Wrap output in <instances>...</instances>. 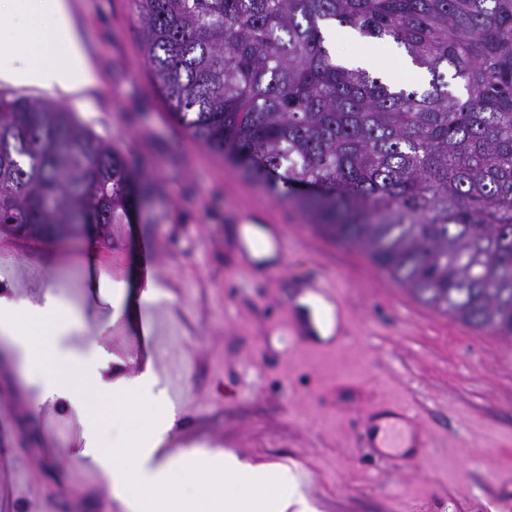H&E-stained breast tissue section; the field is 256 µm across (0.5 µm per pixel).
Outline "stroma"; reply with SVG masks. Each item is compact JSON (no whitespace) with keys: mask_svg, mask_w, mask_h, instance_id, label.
<instances>
[{"mask_svg":"<svg viewBox=\"0 0 512 512\" xmlns=\"http://www.w3.org/2000/svg\"><path fill=\"white\" fill-rule=\"evenodd\" d=\"M97 84L64 106L138 162L154 191L110 236L43 243L0 234V286L18 297L53 288L89 317L81 268L125 284L123 313L103 308L66 349L99 347L113 377L149 373L147 420L98 403L103 445L148 441L166 426L168 451L219 450L291 469L315 512H512V337L479 333L418 302L357 247L322 234L229 160L193 141L168 115L141 47L134 0H76ZM270 210L285 257L246 282L232 210ZM153 248L158 287L141 304V256ZM332 281L351 335L331 355L288 339L280 320L300 278ZM157 319V352L134 336ZM19 357L0 337V512H108L103 474L77 455L83 429L61 401L36 404ZM414 407L432 439L404 470L359 447L372 405Z\"/></svg>","mask_w":512,"mask_h":512,"instance_id":"stroma-1","label":"stroma"}]
</instances>
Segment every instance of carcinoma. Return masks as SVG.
I'll return each mask as SVG.
<instances>
[{"instance_id": "1", "label": "carcinoma", "mask_w": 512, "mask_h": 512, "mask_svg": "<svg viewBox=\"0 0 512 512\" xmlns=\"http://www.w3.org/2000/svg\"><path fill=\"white\" fill-rule=\"evenodd\" d=\"M171 117L419 302L512 337V0H135ZM392 39L428 87L336 60ZM67 109L0 94V233L105 235L151 185ZM319 194L288 195L292 185Z\"/></svg>"}]
</instances>
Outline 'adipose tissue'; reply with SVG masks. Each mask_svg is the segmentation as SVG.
Masks as SVG:
<instances>
[{"label": "adipose tissue", "mask_w": 512, "mask_h": 512, "mask_svg": "<svg viewBox=\"0 0 512 512\" xmlns=\"http://www.w3.org/2000/svg\"><path fill=\"white\" fill-rule=\"evenodd\" d=\"M0 82L30 86L68 98L97 82V68L75 23L70 0H0ZM67 316L52 290L32 303L0 296V335L15 346L38 402L65 400L85 429L82 457L108 478V490L125 512H311L294 477L278 465L255 466L236 454L203 451L168 454L150 466L163 442L102 449L93 429L88 397L129 401L135 418L152 413V400L134 380H112L94 355L60 349L56 338Z\"/></svg>", "instance_id": "adipose-tissue-1"}]
</instances>
